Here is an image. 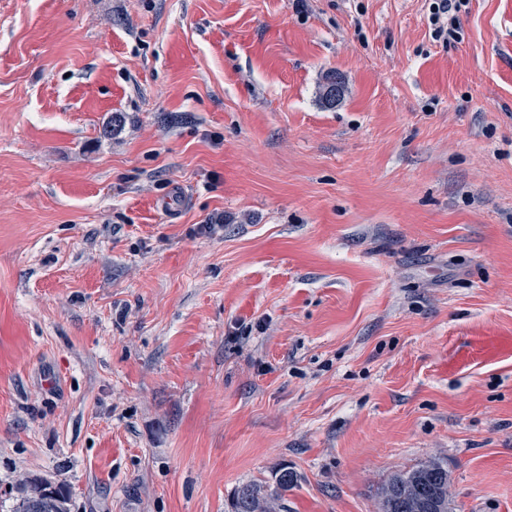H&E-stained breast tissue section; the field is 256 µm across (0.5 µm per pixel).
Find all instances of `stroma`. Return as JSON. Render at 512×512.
I'll list each match as a JSON object with an SVG mask.
<instances>
[{"label": "stroma", "instance_id": "stroma-1", "mask_svg": "<svg viewBox=\"0 0 512 512\" xmlns=\"http://www.w3.org/2000/svg\"><path fill=\"white\" fill-rule=\"evenodd\" d=\"M429 4L0 0V494L512 512V0ZM464 0H433L430 10L432 36L436 41L448 44L458 39V16ZM448 476V465L438 460L400 471L379 488V510L387 498V512H450ZM296 474L288 467L279 469L272 484L250 482L238 487L233 512H277L286 493L296 484Z\"/></svg>", "mask_w": 512, "mask_h": 512}]
</instances>
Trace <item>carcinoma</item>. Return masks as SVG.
Masks as SVG:
<instances>
[{
    "label": "carcinoma",
    "instance_id": "obj_1",
    "mask_svg": "<svg viewBox=\"0 0 512 512\" xmlns=\"http://www.w3.org/2000/svg\"><path fill=\"white\" fill-rule=\"evenodd\" d=\"M336 79V73L327 74L320 88V102L327 109L335 108L342 99L343 88L335 94L328 90L336 85ZM296 481L294 471L285 466L271 484L246 483L235 492L233 512H277ZM448 487V465L428 460L391 476L379 488L378 497L386 501L388 512H451ZM16 490L9 512H70V493L63 484L23 478Z\"/></svg>",
    "mask_w": 512,
    "mask_h": 512
}]
</instances>
